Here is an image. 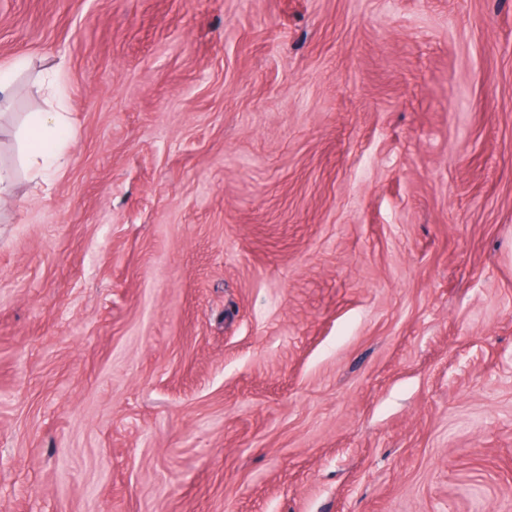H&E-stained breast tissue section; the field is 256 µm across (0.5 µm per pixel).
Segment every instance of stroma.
<instances>
[{"label":"stroma","instance_id":"stroma-1","mask_svg":"<svg viewBox=\"0 0 512 512\" xmlns=\"http://www.w3.org/2000/svg\"><path fill=\"white\" fill-rule=\"evenodd\" d=\"M21 58L0 512H512V0H0ZM23 133V147L30 167L44 182L51 181L63 168L62 152L69 145L64 113L37 112Z\"/></svg>","mask_w":512,"mask_h":512}]
</instances>
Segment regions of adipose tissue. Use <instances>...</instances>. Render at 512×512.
<instances>
[{"label": "adipose tissue", "mask_w": 512, "mask_h": 512, "mask_svg": "<svg viewBox=\"0 0 512 512\" xmlns=\"http://www.w3.org/2000/svg\"><path fill=\"white\" fill-rule=\"evenodd\" d=\"M69 145L63 113L39 112L23 133V147L30 167L43 181H51L63 167L62 153Z\"/></svg>", "instance_id": "adipose-tissue-1"}]
</instances>
